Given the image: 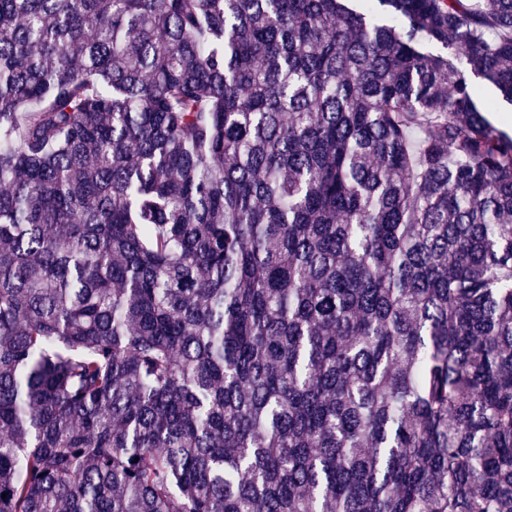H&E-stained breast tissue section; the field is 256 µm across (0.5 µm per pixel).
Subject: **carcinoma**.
Returning a JSON list of instances; mask_svg holds the SVG:
<instances>
[{
  "label": "carcinoma",
  "instance_id": "1",
  "mask_svg": "<svg viewBox=\"0 0 512 512\" xmlns=\"http://www.w3.org/2000/svg\"><path fill=\"white\" fill-rule=\"evenodd\" d=\"M351 2L0 0V512H512V0ZM474 83L478 89L480 104L487 110L486 116L489 121L512 136V103L503 98L498 90L484 79L475 78Z\"/></svg>",
  "mask_w": 512,
  "mask_h": 512
}]
</instances>
